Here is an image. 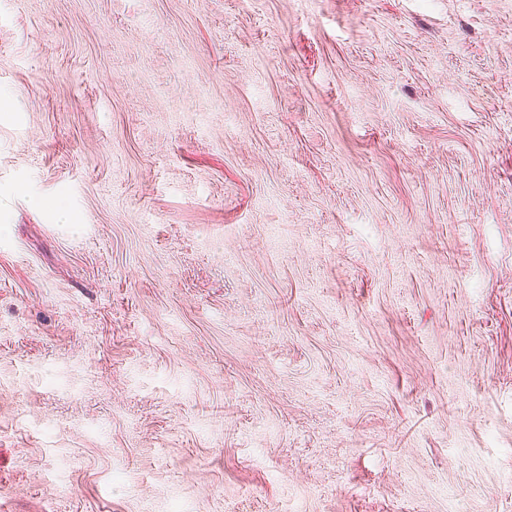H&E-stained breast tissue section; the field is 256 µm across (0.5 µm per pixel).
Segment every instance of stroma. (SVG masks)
Here are the masks:
<instances>
[{
    "instance_id": "1",
    "label": "stroma",
    "mask_w": 512,
    "mask_h": 512,
    "mask_svg": "<svg viewBox=\"0 0 512 512\" xmlns=\"http://www.w3.org/2000/svg\"><path fill=\"white\" fill-rule=\"evenodd\" d=\"M0 512H512V0H0Z\"/></svg>"
}]
</instances>
